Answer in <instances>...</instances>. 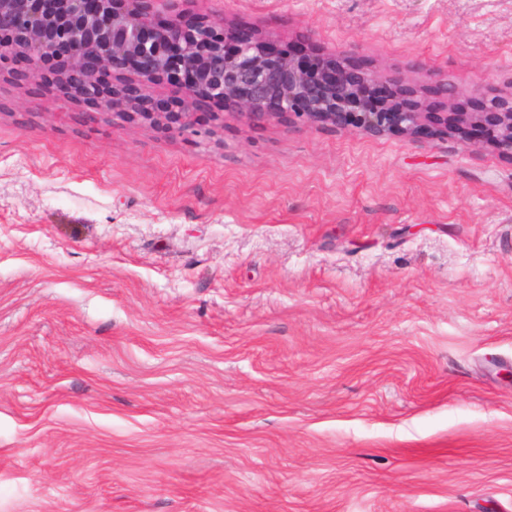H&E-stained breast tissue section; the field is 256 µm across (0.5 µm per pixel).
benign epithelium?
<instances>
[{"label": "benign epithelium", "instance_id": "1", "mask_svg": "<svg viewBox=\"0 0 512 512\" xmlns=\"http://www.w3.org/2000/svg\"><path fill=\"white\" fill-rule=\"evenodd\" d=\"M171 0H0V70L14 57L50 69L65 98L93 100L89 122L161 128L205 137L224 119L252 125L297 122L352 128L382 136L443 138L469 127L512 158V95H484L458 111L454 88L436 87L446 107L431 112L418 90L399 82L380 90L382 76L331 57L306 58L256 33L211 21L161 19ZM111 75L112 82L103 80ZM168 82L184 95L182 110L153 102Z\"/></svg>", "mask_w": 512, "mask_h": 512}]
</instances>
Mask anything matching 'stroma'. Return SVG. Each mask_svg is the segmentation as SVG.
Instances as JSON below:
<instances>
[{
  "label": "stroma",
  "mask_w": 512,
  "mask_h": 512,
  "mask_svg": "<svg viewBox=\"0 0 512 512\" xmlns=\"http://www.w3.org/2000/svg\"><path fill=\"white\" fill-rule=\"evenodd\" d=\"M458 109L512 0H178ZM0 73V512H512V160L86 123Z\"/></svg>",
  "instance_id": "1"
}]
</instances>
